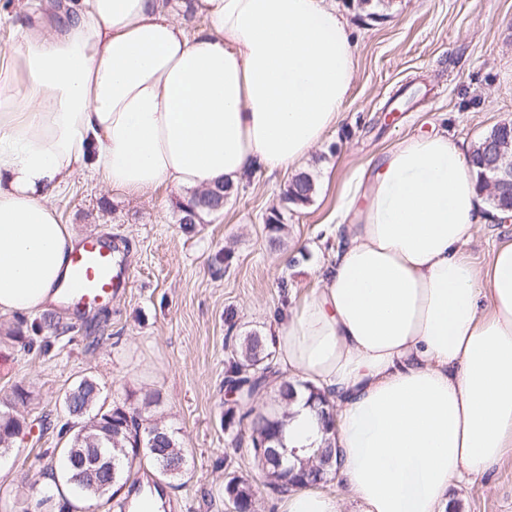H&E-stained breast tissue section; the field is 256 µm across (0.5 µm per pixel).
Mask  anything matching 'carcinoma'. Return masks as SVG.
<instances>
[{
	"mask_svg": "<svg viewBox=\"0 0 512 512\" xmlns=\"http://www.w3.org/2000/svg\"><path fill=\"white\" fill-rule=\"evenodd\" d=\"M512 156V136L493 127L473 147L472 162L483 174L485 168L499 161L500 156ZM315 191L311 176L296 175L283 192L285 202L300 206L309 203ZM229 193L218 186L200 197L178 204L180 223L194 227L205 217L214 214L209 204L217 203ZM39 332L60 336L73 328L55 315H45L34 324ZM280 371L273 363V354L266 337L258 332L244 336L233 350L224 372V388L234 393L227 400L224 421L228 424H246L249 432L251 453L262 467L269 485L279 493L292 487L299 489L327 483L335 479V473L326 465L331 443L318 449L312 458L300 467L290 466L282 459L264 461L260 448H269L279 440L284 420L279 410L256 409L254 402L268 393ZM320 408L325 428L334 424L333 406L324 393L311 390ZM158 395L144 394L141 406L131 407L106 404L102 399V387L92 376H84L65 391L62 401L65 420L59 434L68 437L63 448L65 466L61 472L67 481L81 491V497L105 512H133V499L142 496L141 489L149 486L131 479L132 467L140 455L154 462L161 475L171 480H181L187 474L188 458L179 446L174 429L149 414ZM26 427V419L10 410H0V447L8 450L14 439ZM224 494L232 500L235 512H255V493L243 479L234 477L224 487ZM67 509V502H59L53 495L39 496L26 492L22 486L0 487V512H55Z\"/></svg>",
	"mask_w": 512,
	"mask_h": 512,
	"instance_id": "1",
	"label": "carcinoma"
}]
</instances>
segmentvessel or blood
<instances>
[{"instance_id": "b4317fda", "label": "vessel or blood", "mask_w": 512, "mask_h": 512, "mask_svg": "<svg viewBox=\"0 0 512 512\" xmlns=\"http://www.w3.org/2000/svg\"><path fill=\"white\" fill-rule=\"evenodd\" d=\"M128 280V270L113 261L110 241L90 236L69 255L68 277L62 293L72 304L88 310L111 298Z\"/></svg>"}]
</instances>
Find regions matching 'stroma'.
Listing matches in <instances>:
<instances>
[{"label": "stroma", "mask_w": 512, "mask_h": 512, "mask_svg": "<svg viewBox=\"0 0 512 512\" xmlns=\"http://www.w3.org/2000/svg\"><path fill=\"white\" fill-rule=\"evenodd\" d=\"M354 42V79L344 119L303 171L315 183L311 202L284 204L296 169L243 177L221 213L194 230L177 208L188 190L163 184L119 198L79 175L57 201L63 223L81 237L122 245L131 278L106 310L50 337L47 351L0 342V400L14 385L32 391L17 405L28 426L7 453L11 485L38 487L37 455L58 456L65 441L61 397L81 376H94L108 402L158 393L155 417L174 428L188 453L185 486L166 487L170 512H234L223 495L234 476L251 483L256 512H276L279 498L250 452L245 427L224 428V370L236 337L271 336L287 299L318 288L333 259L346 183L400 141L439 132L473 146L512 121V0H335ZM279 209L285 227L266 218ZM227 253L222 274L213 258ZM233 312L235 327L224 321ZM455 512H512V449L492 472L451 490Z\"/></svg>", "instance_id": "35a3bbf8"}]
</instances>
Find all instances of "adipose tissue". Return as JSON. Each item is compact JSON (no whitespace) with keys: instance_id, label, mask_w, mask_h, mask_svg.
Instances as JSON below:
<instances>
[{"instance_id":"1","label":"adipose tissue","mask_w":512,"mask_h":512,"mask_svg":"<svg viewBox=\"0 0 512 512\" xmlns=\"http://www.w3.org/2000/svg\"><path fill=\"white\" fill-rule=\"evenodd\" d=\"M81 0L26 15L0 60V315L58 303L80 242L54 204L79 174L135 198L236 187L299 167L343 118L355 44L329 0ZM471 153L433 133L388 150L320 288L267 340L293 394L285 460L331 443L346 497L283 495L278 512H451L512 447V240L463 251L491 208ZM334 407L327 432L309 387Z\"/></svg>"}]
</instances>
